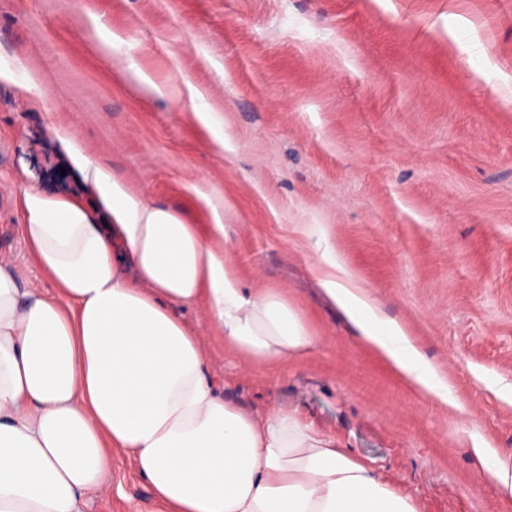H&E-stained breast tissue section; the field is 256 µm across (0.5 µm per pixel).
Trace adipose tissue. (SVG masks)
I'll return each instance as SVG.
<instances>
[{
    "mask_svg": "<svg viewBox=\"0 0 512 512\" xmlns=\"http://www.w3.org/2000/svg\"><path fill=\"white\" fill-rule=\"evenodd\" d=\"M73 155L112 221L25 194L23 238L56 292L27 290L0 260V512H83L111 491L116 451L162 512H417L412 496L300 415L225 400L180 309L204 306L225 348L257 369L305 357L318 336L282 292L242 287L224 259L223 224L203 238ZM322 286L394 371L448 399L397 322L337 274Z\"/></svg>",
    "mask_w": 512,
    "mask_h": 512,
    "instance_id": "1",
    "label": "adipose tissue"
}]
</instances>
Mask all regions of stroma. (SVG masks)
<instances>
[{
  "label": "stroma",
  "instance_id": "1",
  "mask_svg": "<svg viewBox=\"0 0 512 512\" xmlns=\"http://www.w3.org/2000/svg\"><path fill=\"white\" fill-rule=\"evenodd\" d=\"M73 145L202 236L222 220L243 287L320 336L257 370L186 309L226 400L298 413L419 512H512L474 454L512 457V0H0V258L24 287L52 289L25 190L111 221ZM333 267L451 403L358 341ZM112 470L85 512H157L129 459Z\"/></svg>",
  "mask_w": 512,
  "mask_h": 512
}]
</instances>
